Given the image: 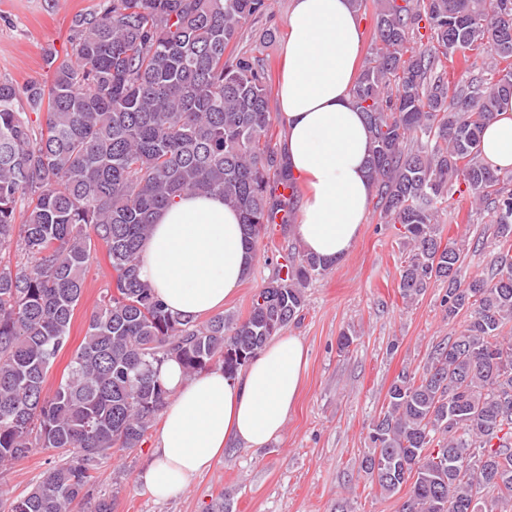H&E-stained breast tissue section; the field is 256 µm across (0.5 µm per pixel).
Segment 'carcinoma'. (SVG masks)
Instances as JSON below:
<instances>
[{
    "label": "carcinoma",
    "instance_id": "obj_1",
    "mask_svg": "<svg viewBox=\"0 0 512 512\" xmlns=\"http://www.w3.org/2000/svg\"><path fill=\"white\" fill-rule=\"evenodd\" d=\"M266 8L100 0L71 21L74 61L47 52L50 84L0 79V251L25 258L0 263V467L36 448L56 452L30 490L0 494V512H113L112 498L90 494L94 474L146 441L170 398L163 365L176 359L188 378L212 368L235 376L332 267L308 254L282 263L247 316L204 322L169 312L139 277L153 215L183 193L224 196L253 254L269 226L296 221L267 74L232 51ZM375 9L377 44L353 98L370 131L376 208L403 229L400 294L445 284L446 316L467 324L422 371L391 383L359 470L383 495L410 484L399 512H512V192L503 187L512 173L490 168L479 149L512 97V0H377ZM422 21L436 45L410 50ZM485 50L492 61L479 67L472 54ZM454 61L467 73L458 81L447 76ZM460 184L492 214L499 246L491 275L466 284L464 244L443 243L436 219ZM96 244L112 285L49 394Z\"/></svg>",
    "mask_w": 512,
    "mask_h": 512
}]
</instances>
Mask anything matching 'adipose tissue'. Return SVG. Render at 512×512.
I'll list each match as a JSON object with an SVG mask.
<instances>
[{
    "mask_svg": "<svg viewBox=\"0 0 512 512\" xmlns=\"http://www.w3.org/2000/svg\"><path fill=\"white\" fill-rule=\"evenodd\" d=\"M361 45L353 0H292L276 91L281 152L307 187L296 235L305 253L329 261L353 248L374 194L366 167L369 132L353 102ZM481 152L490 167L512 169V99L484 129ZM253 262L237 211L222 196L189 192L156 215L139 274L172 313L198 318L223 309ZM305 366L296 336L270 341L232 379L213 370L187 381L178 363L169 361L160 378L172 398L140 484L152 496L168 498L182 493L224 449L277 440Z\"/></svg>",
    "mask_w": 512,
    "mask_h": 512,
    "instance_id": "1",
    "label": "adipose tissue"
}]
</instances>
